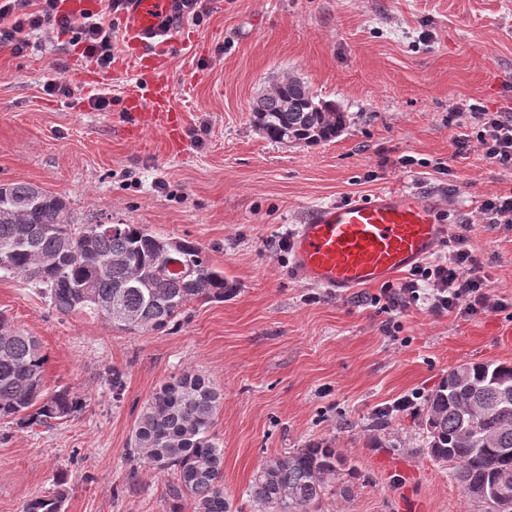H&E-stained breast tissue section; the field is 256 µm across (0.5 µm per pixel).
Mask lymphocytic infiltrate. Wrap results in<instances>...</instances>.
<instances>
[{"mask_svg":"<svg viewBox=\"0 0 512 512\" xmlns=\"http://www.w3.org/2000/svg\"><path fill=\"white\" fill-rule=\"evenodd\" d=\"M63 0H0V46L24 55L31 47L29 36L36 31L68 36L82 47L99 70L112 67L117 48L114 16L123 13L126 0H105L100 12L74 17L61 7ZM449 125H463L454 143L457 154L482 151L497 167L512 172V111L489 110L477 104L457 102L448 111ZM448 254L411 270L400 285L385 284L374 303L381 311L426 300L435 314L456 313L479 317L512 309L506 299H493L484 291L485 276L475 261L466 238L449 234Z\"/></svg>","mask_w":512,"mask_h":512,"instance_id":"1","label":"lymphocytic infiltrate"}]
</instances>
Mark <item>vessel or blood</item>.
Returning <instances> with one entry per match:
<instances>
[{
    "instance_id": "obj_1",
    "label": "vessel or blood",
    "mask_w": 512,
    "mask_h": 512,
    "mask_svg": "<svg viewBox=\"0 0 512 512\" xmlns=\"http://www.w3.org/2000/svg\"><path fill=\"white\" fill-rule=\"evenodd\" d=\"M171 0H131L123 15L127 57L142 69L154 57L152 46L161 38V17ZM166 75L153 80L147 95H133L127 109L140 123L165 129L180 139V124L171 105ZM446 225L437 206L416 191L378 193L374 198L350 199L313 209L290 239L296 273L336 295L393 280L421 264L445 237Z\"/></svg>"
}]
</instances>
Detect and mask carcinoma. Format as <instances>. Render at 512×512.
<instances>
[{
	"label": "carcinoma",
	"instance_id": "1",
	"mask_svg": "<svg viewBox=\"0 0 512 512\" xmlns=\"http://www.w3.org/2000/svg\"><path fill=\"white\" fill-rule=\"evenodd\" d=\"M253 123L277 143L315 145L342 131L345 113L298 79L279 82L251 108ZM0 274L33 284L63 315L103 317L129 333L159 331L194 301H222L236 284L199 243L167 240L143 224H78L64 198L30 183L0 194ZM47 356L34 336L0 319V423L52 427L82 410L63 388L44 389ZM222 400L205 377L184 370L154 391L132 430L129 455L173 472L163 498L191 512H232L224 496V448L212 433ZM427 454L453 466L469 498L512 512V363L452 367L428 396ZM340 453L308 443L264 460L246 490L253 512H313L332 492L348 495ZM65 493L31 499L25 512H61Z\"/></svg>",
	"mask_w": 512,
	"mask_h": 512
}]
</instances>
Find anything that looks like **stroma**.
I'll list each match as a JSON object with an SVG mask.
<instances>
[{"label":"stroma","mask_w":512,"mask_h":512,"mask_svg":"<svg viewBox=\"0 0 512 512\" xmlns=\"http://www.w3.org/2000/svg\"><path fill=\"white\" fill-rule=\"evenodd\" d=\"M31 40L22 57L0 48V184L64 197L80 224H142L200 243L237 291L130 334L0 278V315L41 342L46 388L85 401L51 428L0 423V512H24L59 484L62 512H169L166 474L127 448L145 400L187 368L223 395L213 431L235 512H251L245 490L262 461L312 440L358 473L322 512H486L426 453L420 420L450 367L512 362V321L437 315L423 300L379 311L378 287L329 293L298 277L277 241L314 207L410 188L467 236L489 295L512 298V229L475 220L478 202L512 189V172L478 151L456 155L448 124L462 99L512 106V0H210L204 21L178 23L159 51L177 150L161 129L132 127L126 99L149 72L104 73L67 38ZM58 76L73 96L45 91ZM290 77L345 112L336 139L280 144L255 128L253 102ZM98 89L111 91V111L90 105ZM407 155L420 166L401 168ZM438 158L447 174L429 168ZM111 368L125 374L117 400ZM411 393L414 409L391 412Z\"/></svg>","instance_id":"1"}]
</instances>
